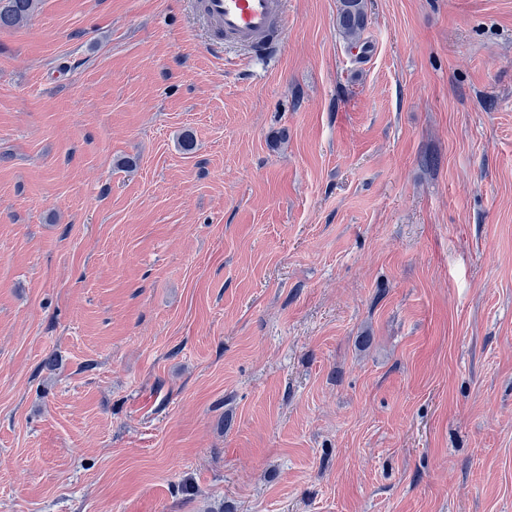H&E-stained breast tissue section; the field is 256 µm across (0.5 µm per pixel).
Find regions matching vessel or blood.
Masks as SVG:
<instances>
[{
	"label": "vessel or blood",
	"mask_w": 512,
	"mask_h": 512,
	"mask_svg": "<svg viewBox=\"0 0 512 512\" xmlns=\"http://www.w3.org/2000/svg\"><path fill=\"white\" fill-rule=\"evenodd\" d=\"M210 50L235 46L258 57L281 53L287 27L286 0H197Z\"/></svg>",
	"instance_id": "1"
}]
</instances>
